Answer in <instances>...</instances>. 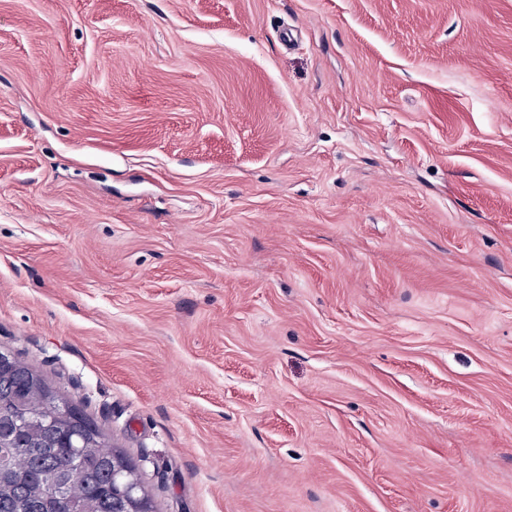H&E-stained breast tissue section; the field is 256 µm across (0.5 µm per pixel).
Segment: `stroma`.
Returning <instances> with one entry per match:
<instances>
[{
    "label": "stroma",
    "instance_id": "stroma-1",
    "mask_svg": "<svg viewBox=\"0 0 512 512\" xmlns=\"http://www.w3.org/2000/svg\"><path fill=\"white\" fill-rule=\"evenodd\" d=\"M155 512H512V0H0V352Z\"/></svg>",
    "mask_w": 512,
    "mask_h": 512
}]
</instances>
